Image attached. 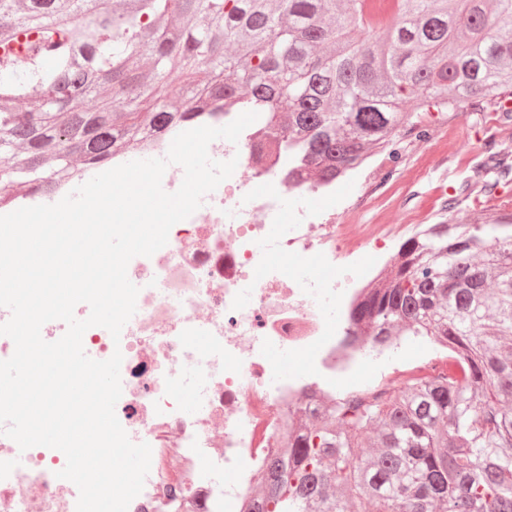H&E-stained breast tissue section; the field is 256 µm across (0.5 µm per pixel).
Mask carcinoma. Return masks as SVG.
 <instances>
[{
  "mask_svg": "<svg viewBox=\"0 0 512 512\" xmlns=\"http://www.w3.org/2000/svg\"><path fill=\"white\" fill-rule=\"evenodd\" d=\"M31 32L24 79L0 81V203L68 183L71 145L101 167L216 112L257 113L310 174L334 178L420 123L407 99L454 118L512 97V0H396L388 19L365 0H0V44ZM200 69L211 81L167 109L173 76ZM33 85L54 111L21 106ZM107 87L128 95L123 111L85 107ZM494 147L482 145L495 174L482 193L512 175ZM356 321L376 340L430 336L458 370L297 412L250 512H512V213L405 240Z\"/></svg>",
  "mask_w": 512,
  "mask_h": 512,
  "instance_id": "1",
  "label": "carcinoma"
}]
</instances>
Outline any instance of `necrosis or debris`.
<instances>
[{"mask_svg":"<svg viewBox=\"0 0 512 512\" xmlns=\"http://www.w3.org/2000/svg\"><path fill=\"white\" fill-rule=\"evenodd\" d=\"M283 140L280 128L249 126L237 142L212 141L209 154L236 160L234 173L164 247L129 262L139 293L121 339L100 326L83 335L92 359L121 351L115 414L152 450L128 512H166L174 497L197 512H244L289 415L373 384V343L353 314L380 282L396 231L361 221L379 171L365 170L364 192L343 212L286 213L284 194L332 198L337 181L288 178ZM65 465L60 450L0 438V512H76V485L57 476Z\"/></svg>","mask_w":512,"mask_h":512,"instance_id":"necrosis-or-debris-1","label":"necrosis or debris"}]
</instances>
